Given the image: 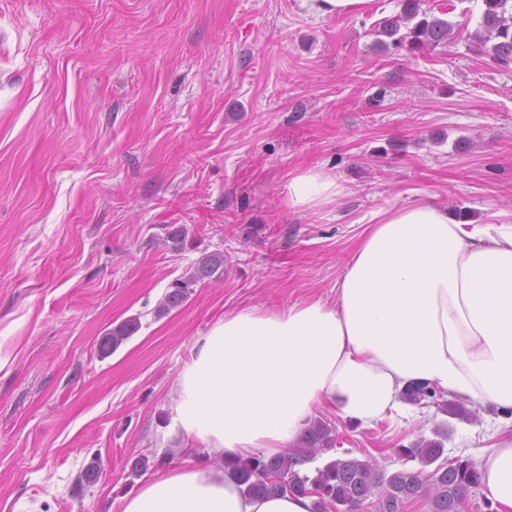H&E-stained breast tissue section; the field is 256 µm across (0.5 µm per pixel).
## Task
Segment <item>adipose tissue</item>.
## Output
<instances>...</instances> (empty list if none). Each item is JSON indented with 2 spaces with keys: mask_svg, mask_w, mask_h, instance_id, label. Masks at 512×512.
Segmentation results:
<instances>
[{
  "mask_svg": "<svg viewBox=\"0 0 512 512\" xmlns=\"http://www.w3.org/2000/svg\"><path fill=\"white\" fill-rule=\"evenodd\" d=\"M286 190L308 213L345 196L320 166ZM415 384L512 409L511 223L473 224L426 200L383 211L354 244L335 303L225 315L195 340L170 410L171 435L200 441L213 465L173 469L122 512H314L311 496L242 493L220 460L294 450L324 410L375 427ZM480 468L495 512H512V422Z\"/></svg>",
  "mask_w": 512,
  "mask_h": 512,
  "instance_id": "ef3b65f1",
  "label": "adipose tissue"
}]
</instances>
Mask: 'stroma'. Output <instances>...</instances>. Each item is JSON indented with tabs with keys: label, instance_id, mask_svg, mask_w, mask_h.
<instances>
[{
	"label": "stroma",
	"instance_id": "1",
	"mask_svg": "<svg viewBox=\"0 0 512 512\" xmlns=\"http://www.w3.org/2000/svg\"><path fill=\"white\" fill-rule=\"evenodd\" d=\"M361 15L302 0H0V512H121L165 473L208 463L168 434L175 381L224 315L336 300L371 215L422 199L512 214V68L470 40L421 54L375 46ZM321 166L346 188L315 213L285 186ZM183 225L182 250L165 227ZM224 276L164 316L206 253ZM139 317L109 357L101 337ZM422 402L365 430L331 412L334 456L403 469L396 447L447 428L480 460L505 420ZM150 467L133 476L137 459ZM101 458L98 478L77 477Z\"/></svg>",
	"mask_w": 512,
	"mask_h": 512
}]
</instances>
